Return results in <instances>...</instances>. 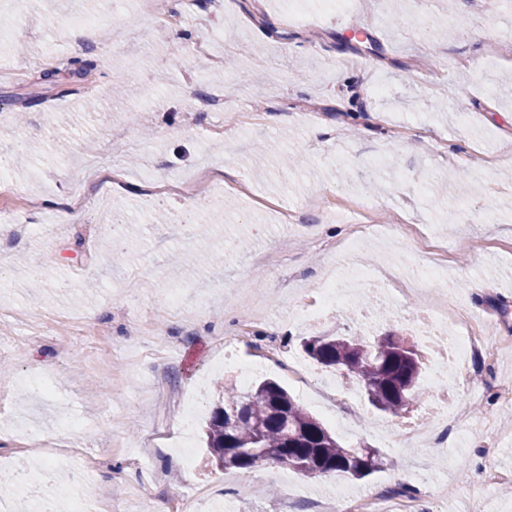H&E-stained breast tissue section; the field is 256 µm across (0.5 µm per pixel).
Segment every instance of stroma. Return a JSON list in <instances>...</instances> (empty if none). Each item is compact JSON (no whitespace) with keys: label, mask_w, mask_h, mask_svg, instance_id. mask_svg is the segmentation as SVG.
<instances>
[{"label":"stroma","mask_w":512,"mask_h":512,"mask_svg":"<svg viewBox=\"0 0 512 512\" xmlns=\"http://www.w3.org/2000/svg\"><path fill=\"white\" fill-rule=\"evenodd\" d=\"M71 0H0V401L8 420L36 418L29 446L0 444V475L37 468L68 448L96 472L90 494L119 512H174L192 484L198 512H312L334 492L356 500L409 486L418 512H512L505 483L485 488L488 468L512 471V161L495 154L512 137V12L487 0H362L344 13L289 22L287 0H173L174 21L153 23L137 0H80L100 18L96 39L38 62L35 43L57 36ZM222 67L196 51L201 34ZM492 40H484V33ZM383 84L375 95L373 83ZM222 91L225 107L208 96ZM224 140L211 143L214 128ZM303 167L288 181L287 156ZM235 172L243 193L216 217L223 185L196 199L155 203L136 185L190 177L200 166ZM84 201L76 212L57 198ZM137 225L122 264L108 263L103 230L113 217ZM335 270L349 283L319 323L302 305ZM454 289L487 321L497 363L474 361L467 383L452 376L447 401L478 422L425 426L426 394L400 417L375 412L361 394L343 400L334 373L300 347L310 334L387 330L416 338L408 312L426 305L408 278ZM277 380L342 445L379 448L393 466L337 484L260 466L226 470L208 459L195 421L194 474L172 438L183 399H218L234 379L228 356H266ZM52 375L53 401L23 383ZM91 417L85 436L58 416Z\"/></svg>","instance_id":"obj_1"}]
</instances>
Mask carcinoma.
<instances>
[{
  "mask_svg": "<svg viewBox=\"0 0 512 512\" xmlns=\"http://www.w3.org/2000/svg\"><path fill=\"white\" fill-rule=\"evenodd\" d=\"M302 347L317 364L355 381L379 411L399 417L404 403L426 394L421 362L396 344L392 332L370 339L309 336ZM223 395L224 405L216 406L207 421L206 443L212 460L224 462L226 469L273 462L307 478L362 479L386 463L380 452L341 445L274 380H260L246 390L226 383ZM230 410L236 412L232 419Z\"/></svg>",
  "mask_w": 512,
  "mask_h": 512,
  "instance_id": "obj_1",
  "label": "carcinoma"
}]
</instances>
